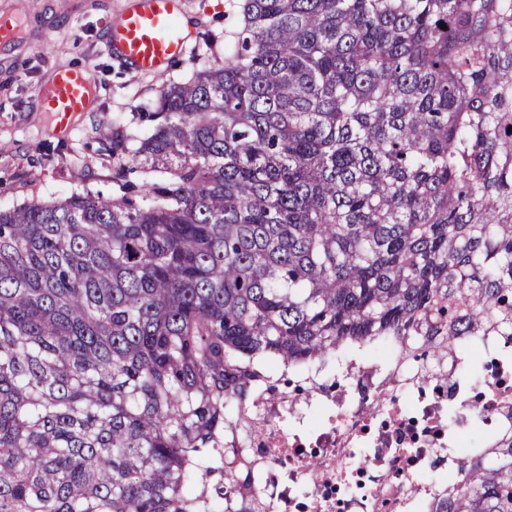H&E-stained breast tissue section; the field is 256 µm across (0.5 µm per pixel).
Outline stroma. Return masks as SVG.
Wrapping results in <instances>:
<instances>
[{
  "label": "stroma",
  "mask_w": 512,
  "mask_h": 512,
  "mask_svg": "<svg viewBox=\"0 0 512 512\" xmlns=\"http://www.w3.org/2000/svg\"><path fill=\"white\" fill-rule=\"evenodd\" d=\"M241 0H181L180 15L194 28L185 54L160 77L136 74L105 51L108 23L120 21L134 0H0V18L19 23L18 39L0 47V207L58 201L75 192L111 194L127 154L117 147L130 131L149 133L140 106L163 88L227 62L239 36ZM93 75L89 105L67 134L54 130L41 101L58 67Z\"/></svg>",
  "instance_id": "1"
}]
</instances>
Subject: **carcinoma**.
<instances>
[{
  "label": "carcinoma",
  "mask_w": 512,
  "mask_h": 512,
  "mask_svg": "<svg viewBox=\"0 0 512 512\" xmlns=\"http://www.w3.org/2000/svg\"><path fill=\"white\" fill-rule=\"evenodd\" d=\"M241 22L142 107L141 185L0 209V512H254L224 458L256 358L512 336V0ZM431 512H512V438Z\"/></svg>",
  "instance_id": "obj_1"
}]
</instances>
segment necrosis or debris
Returning <instances> with one entry per match:
<instances>
[{"mask_svg":"<svg viewBox=\"0 0 512 512\" xmlns=\"http://www.w3.org/2000/svg\"><path fill=\"white\" fill-rule=\"evenodd\" d=\"M340 366L353 387L326 389L310 367L305 400L255 397L236 452L253 462L262 512H429L430 477L455 478L512 434L506 337H461L443 359L408 357L394 340L381 360L353 353Z\"/></svg>","mask_w":512,"mask_h":512,"instance_id":"necrosis-or-debris-1","label":"necrosis or debris"}]
</instances>
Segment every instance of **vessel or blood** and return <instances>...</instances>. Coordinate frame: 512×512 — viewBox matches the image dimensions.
Masks as SVG:
<instances>
[{"mask_svg": "<svg viewBox=\"0 0 512 512\" xmlns=\"http://www.w3.org/2000/svg\"><path fill=\"white\" fill-rule=\"evenodd\" d=\"M180 0H137L119 23L108 25L106 48L141 74H164L182 56L188 36L179 20ZM88 88L81 71L63 66L42 100L44 111L56 116V132L70 128L74 113L83 111Z\"/></svg>", "mask_w": 512, "mask_h": 512, "instance_id": "obj_1", "label": "vessel or blood"}]
</instances>
